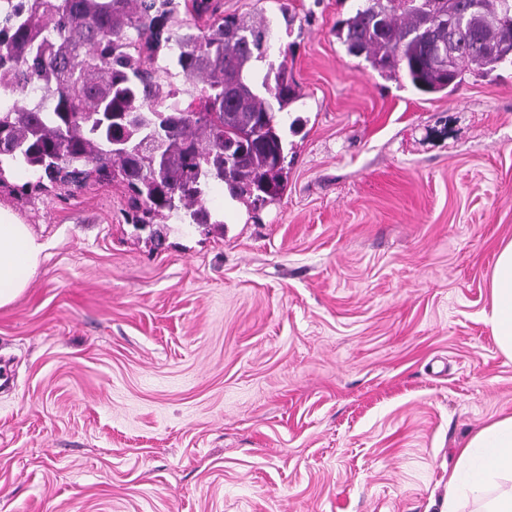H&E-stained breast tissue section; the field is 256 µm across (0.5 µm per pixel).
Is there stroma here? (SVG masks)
I'll use <instances>...</instances> for the list:
<instances>
[{"label": "stroma", "mask_w": 512, "mask_h": 512, "mask_svg": "<svg viewBox=\"0 0 512 512\" xmlns=\"http://www.w3.org/2000/svg\"><path fill=\"white\" fill-rule=\"evenodd\" d=\"M269 17L300 98L280 199L131 222L120 183L0 189L46 244L0 308V512H441L512 414L483 311L512 238V66L424 94L348 54L354 0Z\"/></svg>", "instance_id": "1"}]
</instances>
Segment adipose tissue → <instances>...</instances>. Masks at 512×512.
Returning <instances> with one entry per match:
<instances>
[{
    "mask_svg": "<svg viewBox=\"0 0 512 512\" xmlns=\"http://www.w3.org/2000/svg\"><path fill=\"white\" fill-rule=\"evenodd\" d=\"M44 250L30 226L0 205V308L25 291ZM489 288L484 319L499 351L512 358V240L499 250ZM464 496L478 504V512H512V415L490 419L461 448L448 477L445 512H458Z\"/></svg>",
    "mask_w": 512,
    "mask_h": 512,
    "instance_id": "ef3b65f1",
    "label": "adipose tissue"
}]
</instances>
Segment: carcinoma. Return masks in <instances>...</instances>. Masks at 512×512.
<instances>
[{
    "instance_id": "cac0c4a2",
    "label": "carcinoma",
    "mask_w": 512,
    "mask_h": 512,
    "mask_svg": "<svg viewBox=\"0 0 512 512\" xmlns=\"http://www.w3.org/2000/svg\"><path fill=\"white\" fill-rule=\"evenodd\" d=\"M358 0L337 26L349 54L423 93L512 62V0ZM186 8L193 21L172 20ZM207 18L205 27L197 25ZM271 21L219 0H0V185L15 166L35 191L85 175L123 184L132 223L224 224L221 185L256 206L284 190L277 114L300 98L266 60Z\"/></svg>"
}]
</instances>
